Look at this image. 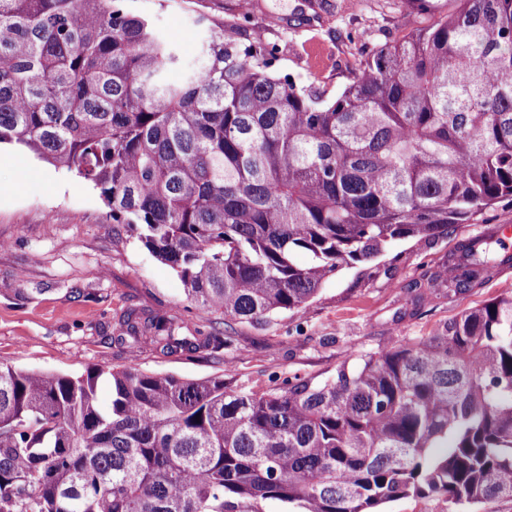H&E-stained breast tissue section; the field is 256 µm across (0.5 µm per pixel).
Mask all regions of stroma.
I'll return each instance as SVG.
<instances>
[{"label":"stroma","mask_w":512,"mask_h":512,"mask_svg":"<svg viewBox=\"0 0 512 512\" xmlns=\"http://www.w3.org/2000/svg\"><path fill=\"white\" fill-rule=\"evenodd\" d=\"M189 61L199 52L198 16H246L279 47L276 70L335 95L364 46L429 24L408 0H130ZM0 362L57 373L136 363L146 371L200 379L231 366L238 384L262 392L274 378L323 379L345 361L405 337L424 338L462 312L512 293V270L453 298L425 297L414 284L440 271L465 240L512 225V200L425 243H399L372 262L342 270L301 313L266 324H233L223 360L199 354L132 352L112 343L126 308L189 320L183 284L129 232H114L90 183L27 149L0 145Z\"/></svg>","instance_id":"35a3bbf8"}]
</instances>
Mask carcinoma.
Returning <instances> with one entry per match:
<instances>
[{
    "label": "carcinoma",
    "instance_id": "1",
    "mask_svg": "<svg viewBox=\"0 0 512 512\" xmlns=\"http://www.w3.org/2000/svg\"><path fill=\"white\" fill-rule=\"evenodd\" d=\"M448 2L327 97L236 17L199 19L190 64L126 0H0V144L98 189L207 324L130 307L114 340L220 358L224 326L302 312L342 269L512 198V0ZM459 252L428 287L463 294L505 262L483 236ZM434 494L448 512L512 497V294L263 393L224 372L0 362V512H377Z\"/></svg>",
    "mask_w": 512,
    "mask_h": 512
}]
</instances>
